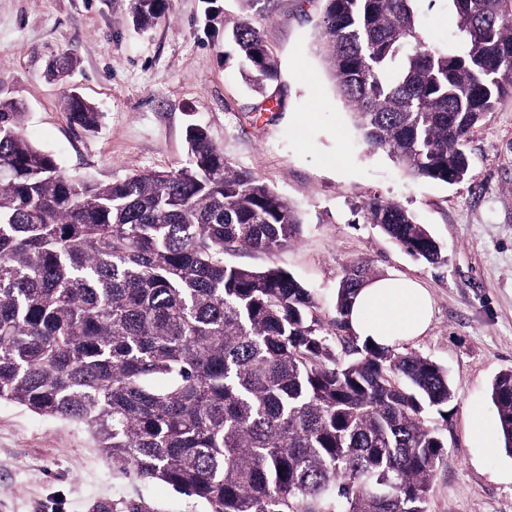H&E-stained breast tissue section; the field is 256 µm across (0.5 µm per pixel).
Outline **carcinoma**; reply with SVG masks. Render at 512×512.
I'll return each instance as SVG.
<instances>
[{
	"instance_id": "carcinoma-1",
	"label": "carcinoma",
	"mask_w": 512,
	"mask_h": 512,
	"mask_svg": "<svg viewBox=\"0 0 512 512\" xmlns=\"http://www.w3.org/2000/svg\"><path fill=\"white\" fill-rule=\"evenodd\" d=\"M229 40L264 91L277 62L240 0ZM315 51L368 149L414 176L459 184L465 143L512 96V0H448L444 48L421 32L417 0H323ZM168 0H128L141 29ZM69 120L102 113L66 96ZM23 104L0 95V401L85 427L113 476L162 481L205 512H428L447 444L427 412L455 395L428 357L363 342L348 325L350 266L329 342L311 291L278 267L229 264L273 251L302 216L206 128L187 129L189 164L117 182L62 171L23 133ZM367 223L436 265L438 243L400 205L371 199ZM512 457V371L493 382Z\"/></svg>"
}]
</instances>
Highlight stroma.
I'll list each match as a JSON object with an SVG mask.
<instances>
[{"instance_id":"obj_1","label":"stroma","mask_w":512,"mask_h":512,"mask_svg":"<svg viewBox=\"0 0 512 512\" xmlns=\"http://www.w3.org/2000/svg\"><path fill=\"white\" fill-rule=\"evenodd\" d=\"M321 0L259 2L253 21L278 60L280 107L242 76L227 34L238 0H170L155 26L135 29L120 0H0V93L25 107L24 132L62 170L120 181L170 170L188 159L186 130L206 126L233 165L257 175L303 214L299 239L273 252L235 251L226 261L278 267L312 291L324 322L350 265L405 275L430 294L433 318L401 343L443 367L455 396L430 412L447 455L429 512H512V457L501 448L491 383L512 370V97L470 134L467 181L407 176L384 152L369 151L312 50ZM424 38L446 46L455 19L446 0H419ZM71 66L55 75V61ZM78 92L103 117L96 131L71 125L65 96ZM377 195L425 224L442 261L414 259L372 224L362 207ZM482 418L484 439L472 421ZM151 512H204L195 498L156 481L117 479L89 432L0 403V512H100L132 502Z\"/></svg>"}]
</instances>
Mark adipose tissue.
<instances>
[{
    "mask_svg": "<svg viewBox=\"0 0 512 512\" xmlns=\"http://www.w3.org/2000/svg\"><path fill=\"white\" fill-rule=\"evenodd\" d=\"M431 317L426 288L416 280L391 275L361 288L351 306L349 323L360 340L391 347L424 334Z\"/></svg>",
    "mask_w": 512,
    "mask_h": 512,
    "instance_id": "ef3b65f1",
    "label": "adipose tissue"
}]
</instances>
